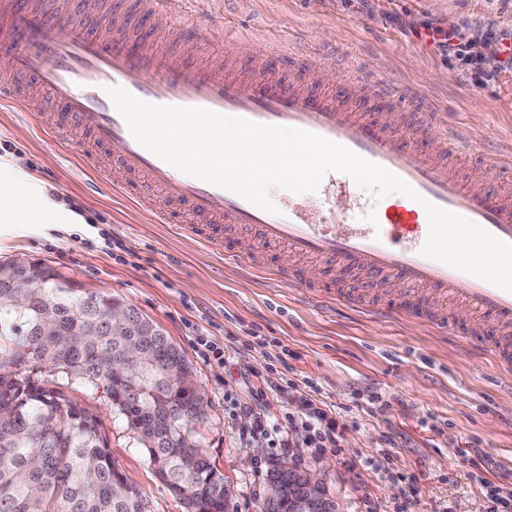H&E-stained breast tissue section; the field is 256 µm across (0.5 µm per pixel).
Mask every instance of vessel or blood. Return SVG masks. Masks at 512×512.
<instances>
[{
  "label": "vessel or blood",
  "instance_id": "vessel-or-blood-1",
  "mask_svg": "<svg viewBox=\"0 0 512 512\" xmlns=\"http://www.w3.org/2000/svg\"><path fill=\"white\" fill-rule=\"evenodd\" d=\"M146 14L163 16L172 32L189 31L201 49L249 42L271 45L291 69L305 74L325 66L329 56L310 34L292 29L280 34L260 28L243 33L222 22L189 19V0H142ZM14 43L9 67L48 98L53 113L39 110L37 98H22L16 85L0 80V103L24 104L39 112L42 126L58 139L78 127L82 139L72 149L90 158L106 151L111 165L96 168L97 177L132 200L157 222L178 225L217 253H225L224 227L253 228L269 247H282L296 258L331 261L370 278L404 285L394 305H368L364 298L344 296V305L400 314L430 323L468 345L485 347L501 371L512 370V292L421 255L429 223L424 202L458 214L512 244V197L469 180L456 164L458 155L474 150L467 132L432 113L436 142L398 134L377 113L394 98L426 109L420 91L409 85L386 88L365 99L339 97L305 85L283 83L276 75L256 78L210 60L201 66L181 56L149 50L130 38L89 37L69 22L17 0H0V42ZM124 88L156 105L197 107L255 123L305 130L343 145L388 169L419 195L400 196L387 208L363 199L340 206L336 198L350 191L353 180L327 173L318 190L289 194L271 214L218 186L188 176L141 146L131 135L106 89ZM163 195L156 204L152 192ZM317 219H310V209ZM468 307L472 320L459 321L434 298Z\"/></svg>",
  "mask_w": 512,
  "mask_h": 512
}]
</instances>
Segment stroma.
I'll return each instance as SVG.
<instances>
[{
	"label": "stroma",
	"instance_id": "35a3bbf8",
	"mask_svg": "<svg viewBox=\"0 0 512 512\" xmlns=\"http://www.w3.org/2000/svg\"><path fill=\"white\" fill-rule=\"evenodd\" d=\"M39 0L87 34L108 26L136 42L184 53V39L143 22L136 0ZM240 31L290 26L334 49L339 84L362 87L386 64L399 82L419 87L450 122L479 143L512 148V66L487 31L512 36V0H219ZM486 46L495 81L477 85L449 62L435 30ZM0 170L32 187L31 203L57 195L80 206L79 224H2L0 261L23 254L66 277L119 297L149 317L184 354L209 399L196 429L230 490L228 512H258L271 465L296 459L320 475L341 512H487L486 486L512 494V379L495 374L484 351L462 352L431 328L398 318L374 321L322 309L287 280L246 274L239 265L152 223L130 200L95 185L89 163L42 129L35 113L0 105ZM313 285L389 299L395 286L316 262ZM224 348L204 362L196 337ZM252 367L254 376L243 374ZM268 393L260 427L246 432L237 402ZM98 419L116 468L140 487L150 512H184L156 477L148 456L107 400L66 388ZM309 399L336 424L337 445L278 447L280 425Z\"/></svg>",
	"mask_w": 512,
	"mask_h": 512
}]
</instances>
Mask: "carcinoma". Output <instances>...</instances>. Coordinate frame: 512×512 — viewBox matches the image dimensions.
I'll use <instances>...</instances> for the list:
<instances>
[{
	"mask_svg": "<svg viewBox=\"0 0 512 512\" xmlns=\"http://www.w3.org/2000/svg\"><path fill=\"white\" fill-rule=\"evenodd\" d=\"M29 306L0 282V512H147L142 490L115 468L99 422L61 386L107 399L147 452L185 512H226L224 476L207 458L195 424L209 403L174 372L190 365L138 309L129 326L151 362L127 363L105 313L118 297L66 287L36 260ZM56 335H37L44 316Z\"/></svg>",
	"mask_w": 512,
	"mask_h": 512,
	"instance_id": "obj_1",
	"label": "carcinoma"
}]
</instances>
